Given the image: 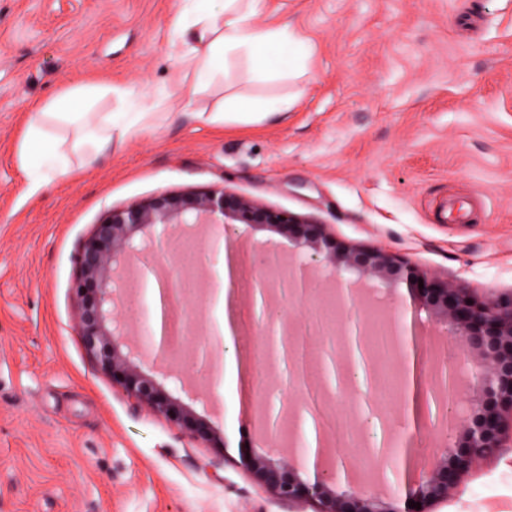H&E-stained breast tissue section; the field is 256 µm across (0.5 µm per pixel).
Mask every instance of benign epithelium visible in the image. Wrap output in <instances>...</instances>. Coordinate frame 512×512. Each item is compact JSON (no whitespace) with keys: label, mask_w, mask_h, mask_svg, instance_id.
<instances>
[{"label":"benign epithelium","mask_w":512,"mask_h":512,"mask_svg":"<svg viewBox=\"0 0 512 512\" xmlns=\"http://www.w3.org/2000/svg\"><path fill=\"white\" fill-rule=\"evenodd\" d=\"M199 224H220L222 237H213L204 246L213 254L219 245L230 248V225L257 224L299 241L307 251L299 254L288 277L280 282V293L302 285L307 301L316 292V282L310 269L328 268L340 278L338 291L341 304L350 316L341 334L320 337L322 348L331 351L332 366L342 392L354 379L356 361L353 348L361 351L362 363L371 370V363L362 342L363 319L351 315L359 308L355 281L348 275L378 280L397 287L404 283L417 302L427 307L450 326V340L463 354L461 371L472 384V395L464 400L463 410L455 416V428L462 435L458 449L443 453L433 461L406 497L421 503L420 508L401 505L395 496L383 497L371 492L354 496H339L336 488L364 481L365 474L350 464L339 461L326 466L320 448L325 437H317L319 450L309 453L302 448L305 429L302 418L288 412V402L281 403L274 440L288 434L294 439V449L275 458L253 454L241 457V464L254 472L265 486L288 501L315 500L325 506L323 512H432L430 506L448 496V490L458 483L460 472L502 447L506 424L502 410L512 411V295L486 299L465 288L453 287L437 279L420 275L408 263L378 249L347 248L336 244L321 225L301 220L294 215L274 211L263 203L240 196L228 188L190 196L161 195L145 204L114 210L108 218L95 225L79 254V274L74 282V297L79 308V332L87 354L100 368L112 376L126 395L146 403L196 438L225 447L224 436L208 420L192 414L188 407L171 399L166 382L174 377L171 365L173 337L164 333L161 343L155 337L134 338L123 315V272L132 264H143L139 313L142 324L149 319L147 303V273L167 287V296L176 294V281L160 273L152 254L166 255L174 229L188 232ZM254 281L262 296L261 319L258 327L265 328L267 344L274 339V326H279L284 343L297 342L292 318L273 311L269 304V289L273 283L266 272L272 266L270 256L258 253ZM197 365L210 373L193 387L197 398L208 399L215 393V384L223 379V367L213 362L206 343H197L193 351ZM149 366L143 370V366Z\"/></svg>","instance_id":"7a95c632"}]
</instances>
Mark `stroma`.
<instances>
[{
    "label": "stroma",
    "mask_w": 512,
    "mask_h": 512,
    "mask_svg": "<svg viewBox=\"0 0 512 512\" xmlns=\"http://www.w3.org/2000/svg\"><path fill=\"white\" fill-rule=\"evenodd\" d=\"M178 7L0 0V512H319L278 498L240 464L241 452L268 450L264 399L285 396L299 411L306 393L322 394L316 367L303 394L262 363L242 405L193 403L223 432L216 448L129 399L86 354L73 283L83 242L112 210L226 186L479 296L512 293V0H263L255 23L306 43L304 73L260 77L238 55L205 90L171 39ZM90 83L116 90L99 112L123 111L132 91L144 129L74 176L32 181L20 147L35 106ZM289 96L288 111L256 123L199 118L231 97ZM177 98L188 107L169 115ZM459 204L467 222L443 221ZM237 233L236 350L256 339L251 253L297 256L265 227ZM418 319L435 334L413 351L421 389L434 391L447 329L427 312ZM355 401L335 402L348 439L328 438V457L406 491L440 452L432 416L391 406L383 434L354 422ZM385 434V460L368 456ZM433 512H512V449L463 471Z\"/></svg>",
    "instance_id": "obj_1"
}]
</instances>
